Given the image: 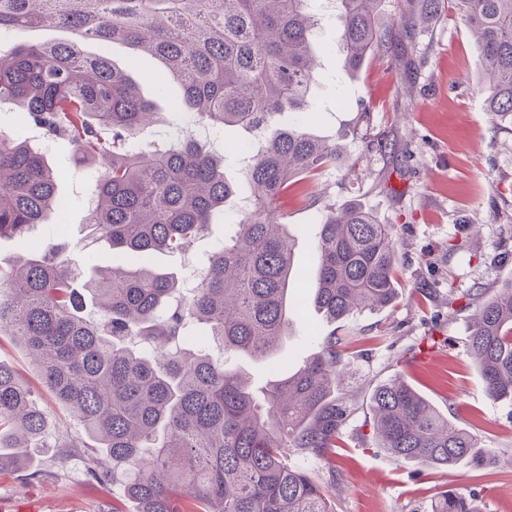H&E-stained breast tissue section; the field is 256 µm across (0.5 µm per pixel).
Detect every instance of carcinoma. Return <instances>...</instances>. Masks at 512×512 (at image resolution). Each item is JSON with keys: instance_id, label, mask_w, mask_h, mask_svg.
<instances>
[{"instance_id": "1", "label": "carcinoma", "mask_w": 512, "mask_h": 512, "mask_svg": "<svg viewBox=\"0 0 512 512\" xmlns=\"http://www.w3.org/2000/svg\"><path fill=\"white\" fill-rule=\"evenodd\" d=\"M447 1L478 35L487 109L512 117V0H402L407 18L391 25L379 21L382 0H335L343 71L385 48H415ZM322 21L315 0H0V31L69 33L0 50V102L20 105L27 127L66 143L93 173L92 242L142 257L185 251L238 188L224 178V152L191 137L147 140L169 118L87 43L155 57L184 89L179 111L252 144L242 168L247 211L187 290L146 265L93 267L87 277L63 243L0 258V333L23 343L42 386L79 426L49 443L31 386L0 363V476L28 468L32 448H101L112 470L95 464L91 480L102 487L125 474L136 512H335L322 479L290 455L318 460L336 478L347 415L334 393L354 340L316 335L317 354L263 385L224 366L231 353L271 361L288 336L298 274L288 193L317 198L321 176L339 163L336 142L308 128ZM283 112L297 121L278 127ZM58 182L42 150L0 130V240L54 221ZM315 243L311 287L325 318L394 300L395 225L345 205L326 213ZM469 355L489 397H512V279L479 304ZM371 407L378 447L396 461L428 470L484 464L478 439L406 375L377 385ZM436 512L477 508L452 492Z\"/></svg>"}]
</instances>
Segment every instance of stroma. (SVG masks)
<instances>
[{
  "mask_svg": "<svg viewBox=\"0 0 512 512\" xmlns=\"http://www.w3.org/2000/svg\"><path fill=\"white\" fill-rule=\"evenodd\" d=\"M323 40L311 130L336 139L347 158L323 176L319 200L290 195L286 222L295 262L316 267L314 239L326 211L354 203L380 223L395 225L403 279L391 305L334 324L317 313L309 281L296 282L292 294L304 310L289 316L284 354L290 369L318 352L311 327L359 340L336 389V402L348 413L336 472L328 474L315 460L307 466L321 479L335 477L329 494L336 512H433L447 490L474 495L481 512H512V399L489 398L469 358L478 303L466 297L472 288L497 293L512 278V123L487 112L478 42L453 8L432 20L414 51L371 55L351 75L342 69L335 26L326 28ZM88 50L107 55L164 110L180 100L178 83L160 82L158 60L123 45L92 44ZM47 155L62 174L59 191L70 201L64 221L39 226L25 245L1 240L0 256L62 238L75 257L106 264L111 251L91 246L85 226L84 185L91 173L74 166L65 144H50ZM234 221L232 209H225L186 253L153 254L151 266L192 277ZM426 347L436 351L434 362L415 363ZM401 371L442 414L477 436L483 468L426 475L375 447L371 392ZM33 456L40 481L22 474L0 479V508L31 494L40 512H109L123 495L118 481L102 493L89 485L94 449L37 448Z\"/></svg>",
  "mask_w": 512,
  "mask_h": 512,
  "instance_id": "35a3bbf8",
  "label": "stroma"
}]
</instances>
